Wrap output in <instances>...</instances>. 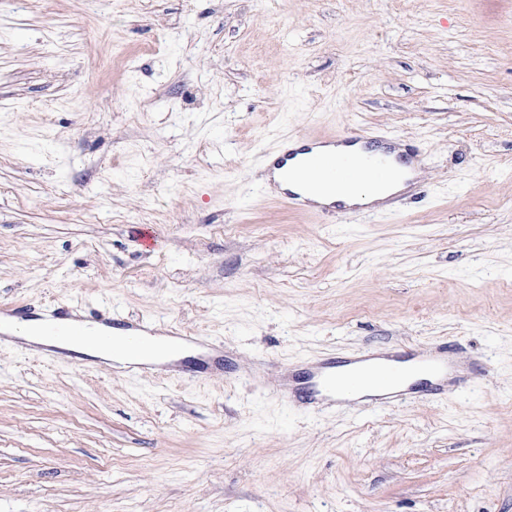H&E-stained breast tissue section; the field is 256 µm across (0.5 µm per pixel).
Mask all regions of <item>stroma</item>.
<instances>
[{"mask_svg": "<svg viewBox=\"0 0 512 512\" xmlns=\"http://www.w3.org/2000/svg\"><path fill=\"white\" fill-rule=\"evenodd\" d=\"M425 160L392 219L263 195L277 136ZM202 336L135 372L0 335V512H512V0H0V309ZM448 343L445 397L258 362Z\"/></svg>", "mask_w": 512, "mask_h": 512, "instance_id": "35a3bbf8", "label": "stroma"}]
</instances>
